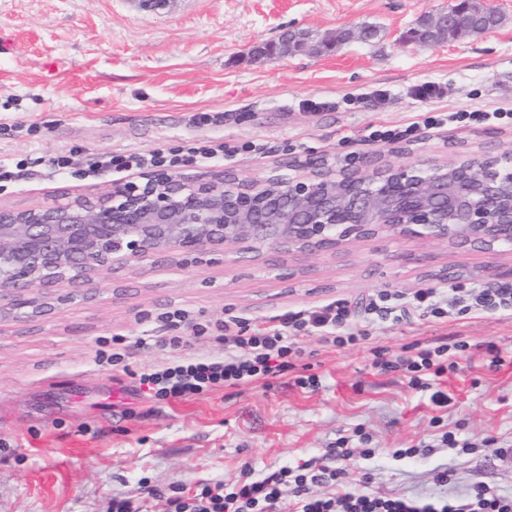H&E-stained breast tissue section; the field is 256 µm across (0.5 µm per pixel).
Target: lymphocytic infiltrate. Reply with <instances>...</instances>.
I'll return each instance as SVG.
<instances>
[{
	"mask_svg": "<svg viewBox=\"0 0 512 512\" xmlns=\"http://www.w3.org/2000/svg\"><path fill=\"white\" fill-rule=\"evenodd\" d=\"M490 123L512 120V109L491 112L463 109L445 116L430 115L404 130H373L367 141H394L405 137L419 138L428 130L443 124L446 119ZM237 146L221 140L192 143L177 150H112L94 154L91 166L102 174L118 175L131 169L164 167L173 171L198 162L219 160L237 153ZM457 302L467 310L512 315V284H497L484 288L465 289L451 286ZM421 309L433 317L448 314L439 289L421 288L410 296L377 292L364 308L367 315L381 319L392 313L407 315L410 309ZM356 311L348 303L336 302L314 311L289 312L261 323L230 316L206 322L194 318L187 310L175 309L165 314L167 322L185 326L187 335L141 336L137 347H158L167 350L168 358L148 368L134 370L127 362L126 339L113 336L112 347L100 350L98 361L113 371L128 376L134 392L157 403L204 397L227 387L268 385L275 378L293 376L297 386L316 387V375L310 374L304 361V341L318 339L325 347L344 348L357 345L362 336L352 328ZM207 339L219 347V354L201 357L191 354L194 341ZM468 345L460 341L453 346L422 348L411 355H393L387 348L376 346L371 350V368L385 374L400 371L410 385H422L424 377L440 379L450 369H458V355ZM361 451H354L348 439H340L335 447L327 449L318 458L291 468L281 467L268 476H254L252 463L243 462L235 480L219 481L202 486L195 494L183 495L172 489L167 497L168 512H280L284 490H291L294 512H512V494L497 492L480 483L463 496L453 499H421L406 496L385 497L370 493L314 494L315 486L342 482L344 461L354 454L372 456L367 436H360Z\"/></svg>",
	"mask_w": 512,
	"mask_h": 512,
	"instance_id": "lymphocytic-infiltrate-1",
	"label": "lymphocytic infiltrate"
}]
</instances>
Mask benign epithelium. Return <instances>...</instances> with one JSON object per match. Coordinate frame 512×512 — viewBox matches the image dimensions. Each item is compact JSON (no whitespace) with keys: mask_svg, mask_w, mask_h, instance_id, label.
Segmentation results:
<instances>
[{"mask_svg":"<svg viewBox=\"0 0 512 512\" xmlns=\"http://www.w3.org/2000/svg\"><path fill=\"white\" fill-rule=\"evenodd\" d=\"M473 0H451L429 16L441 42L454 41ZM315 44L293 36L258 49L276 59ZM420 233L496 256L512 247V155L457 152V159L394 165L384 155L298 157L259 179L234 168L206 176L169 170L114 181L97 195H65L50 205L0 207V318L30 322L54 310L65 283L93 291L113 274L165 256L191 252L261 261L334 256L352 240Z\"/></svg>","mask_w":512,"mask_h":512,"instance_id":"benign-epithelium-1","label":"benign epithelium"}]
</instances>
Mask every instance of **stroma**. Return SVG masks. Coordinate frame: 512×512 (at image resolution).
<instances>
[{"mask_svg": "<svg viewBox=\"0 0 512 512\" xmlns=\"http://www.w3.org/2000/svg\"><path fill=\"white\" fill-rule=\"evenodd\" d=\"M449 0H170L147 10L137 0H0V159L74 151V170L28 167L0 190V206L28 208L63 193L90 194L109 182L83 170L91 153L176 148L191 140L257 143L225 166L258 177L308 154L344 162L383 152L397 165V143H352L370 125L402 127L425 106L409 93L434 80L448 87V108L512 107V0H481L498 27L449 44L418 45L405 34L423 13ZM363 24L371 43L327 53L294 52L269 60L255 48L305 30L314 40ZM382 89L385 102L372 93ZM326 100V109H311ZM209 121H201V114ZM470 150L512 151V127L448 123L431 133L422 158H451L447 141ZM512 283V252L492 257L417 236H381L343 255L223 265L209 254L175 265L158 257L105 276L41 321H0V512H110L116 497L158 489L146 512H167L165 491L193 494L228 481L242 460L256 478L297 466L362 430L374 456L348 462L345 490L382 496L457 497L485 482L512 493V368L491 371L483 346L512 348V317L453 313L438 320L368 322L357 330L397 351L460 340L471 348L460 371L440 380L448 404L431 389L409 387L400 373L374 374L366 346L331 349L317 339L316 389L289 378L265 388H227L205 398L156 404L135 395L123 375L96 361L100 339L179 336L160 321L182 307L199 320L240 316L258 323L287 312L346 301L359 306L377 291L409 294L448 282ZM120 296H113V289ZM476 443L469 455L442 448V432ZM427 454L393 457L396 448ZM451 470L448 483L437 479ZM369 483H362V474Z\"/></svg>", "mask_w": 512, "mask_h": 512, "instance_id": "1", "label": "stroma"}]
</instances>
